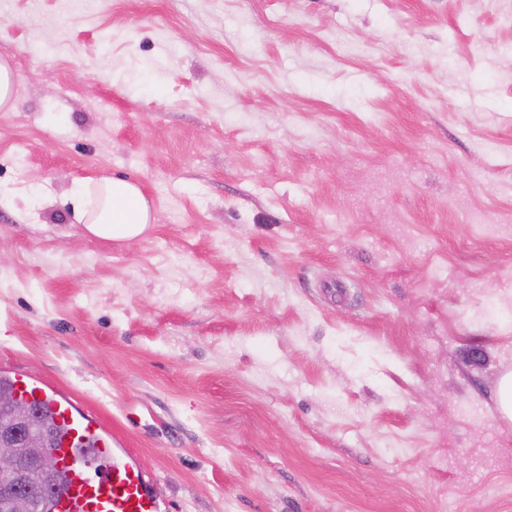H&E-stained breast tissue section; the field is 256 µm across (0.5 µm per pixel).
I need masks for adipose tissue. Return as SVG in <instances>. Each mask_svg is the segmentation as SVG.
<instances>
[{
	"label": "adipose tissue",
	"mask_w": 512,
	"mask_h": 512,
	"mask_svg": "<svg viewBox=\"0 0 512 512\" xmlns=\"http://www.w3.org/2000/svg\"><path fill=\"white\" fill-rule=\"evenodd\" d=\"M96 206H83L76 220L91 235L113 240L133 241L152 221L151 205L140 187L129 180L103 178L97 181Z\"/></svg>",
	"instance_id": "obj_1"
}]
</instances>
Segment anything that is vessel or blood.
<instances>
[{"label":"vessel or blood","instance_id":"b4317fda","mask_svg":"<svg viewBox=\"0 0 512 512\" xmlns=\"http://www.w3.org/2000/svg\"><path fill=\"white\" fill-rule=\"evenodd\" d=\"M13 388L45 407L60 428L56 451L66 483L49 501L50 512H163L152 469L96 415L22 373H14Z\"/></svg>","mask_w":512,"mask_h":512}]
</instances>
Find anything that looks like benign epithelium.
<instances>
[{
  "instance_id": "1",
  "label": "benign epithelium",
  "mask_w": 512,
  "mask_h": 512,
  "mask_svg": "<svg viewBox=\"0 0 512 512\" xmlns=\"http://www.w3.org/2000/svg\"><path fill=\"white\" fill-rule=\"evenodd\" d=\"M0 410L17 423L12 432L0 433V512H34L33 494L27 489L29 472L33 468L50 472L57 459L44 438L24 433L34 419L30 403L1 394Z\"/></svg>"
}]
</instances>
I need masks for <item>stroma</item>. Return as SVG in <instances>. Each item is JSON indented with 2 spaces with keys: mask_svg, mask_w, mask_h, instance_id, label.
<instances>
[{
  "mask_svg": "<svg viewBox=\"0 0 512 512\" xmlns=\"http://www.w3.org/2000/svg\"><path fill=\"white\" fill-rule=\"evenodd\" d=\"M0 59V374L166 512H512V0H0ZM97 204L91 201L77 211L76 220L91 235L113 240L133 241L143 235L152 221L151 205L140 187L129 180L102 178Z\"/></svg>",
  "mask_w": 512,
  "mask_h": 512,
  "instance_id": "35a3bbf8",
  "label": "stroma"
}]
</instances>
